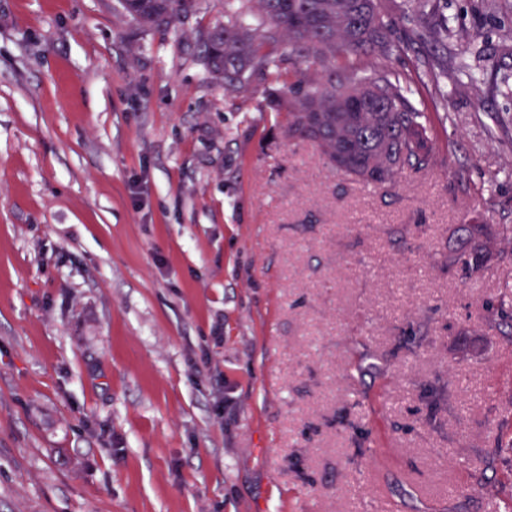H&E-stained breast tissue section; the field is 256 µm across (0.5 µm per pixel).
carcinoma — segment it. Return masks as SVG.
<instances>
[{
	"label": "carcinoma",
	"instance_id": "obj_1",
	"mask_svg": "<svg viewBox=\"0 0 512 512\" xmlns=\"http://www.w3.org/2000/svg\"><path fill=\"white\" fill-rule=\"evenodd\" d=\"M144 30L201 11V0H119ZM210 77L227 94L265 85L266 106L290 138L313 142L344 174L390 187L406 169L435 162L425 115L390 70L350 75V58L388 57L410 47L396 40L379 0H224V22L197 34ZM315 65L314 72L302 65ZM448 251V274L478 278L495 259L512 264V225L464 224ZM488 315L512 346V305L490 297Z\"/></svg>",
	"mask_w": 512,
	"mask_h": 512
}]
</instances>
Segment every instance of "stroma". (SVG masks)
<instances>
[{
	"instance_id": "1",
	"label": "stroma",
	"mask_w": 512,
	"mask_h": 512,
	"mask_svg": "<svg viewBox=\"0 0 512 512\" xmlns=\"http://www.w3.org/2000/svg\"><path fill=\"white\" fill-rule=\"evenodd\" d=\"M381 7L403 39L448 26L446 64L351 62L405 77L437 138L389 190L209 78L196 31L224 0L147 32L118 0H0V512L512 495V347L481 308L512 265H441L473 217L512 225V0Z\"/></svg>"
}]
</instances>
